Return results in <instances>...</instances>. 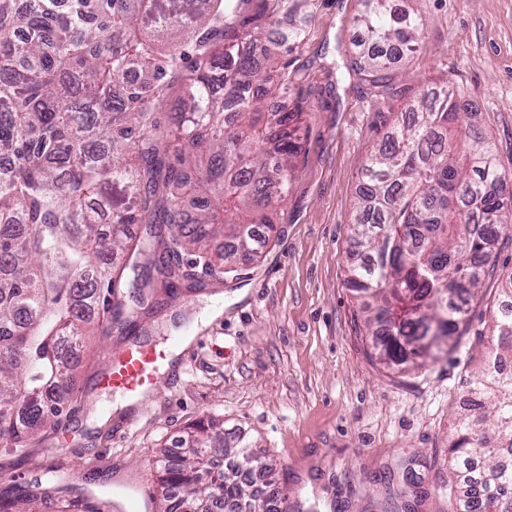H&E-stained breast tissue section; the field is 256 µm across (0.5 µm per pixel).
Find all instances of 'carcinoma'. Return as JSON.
Listing matches in <instances>:
<instances>
[{"instance_id": "obj_1", "label": "carcinoma", "mask_w": 512, "mask_h": 512, "mask_svg": "<svg viewBox=\"0 0 512 512\" xmlns=\"http://www.w3.org/2000/svg\"><path fill=\"white\" fill-rule=\"evenodd\" d=\"M28 37L15 38L17 0H0V443L23 449L65 427L81 400L71 359L93 336L128 335L148 315L125 288H200L270 244L273 215L294 175L296 120L276 71L301 25L274 0L227 26L245 0H28ZM370 44L352 71L376 86L391 59L420 43L423 17L390 0H363ZM134 68L139 77L128 79ZM169 123L161 126L160 115ZM368 158L353 203L355 252L347 284L364 308L370 354L404 365L471 334V301L491 247L512 216V178L487 133L465 126L454 94L423 87ZM130 224L142 225L137 236ZM224 240V252H212ZM474 333L484 365L448 448L440 488L450 512H512V279ZM252 444L201 419L160 468L166 512L215 493L239 512H287L258 502L241 468L266 476ZM233 463L208 485L211 457ZM64 485L0 499V512L50 508Z\"/></svg>"}]
</instances>
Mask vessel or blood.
<instances>
[{
	"instance_id": "1",
	"label": "vessel or blood",
	"mask_w": 512,
	"mask_h": 512,
	"mask_svg": "<svg viewBox=\"0 0 512 512\" xmlns=\"http://www.w3.org/2000/svg\"><path fill=\"white\" fill-rule=\"evenodd\" d=\"M166 357V347L152 344H141L110 357V370L102 385L111 391L147 399L161 382Z\"/></svg>"
}]
</instances>
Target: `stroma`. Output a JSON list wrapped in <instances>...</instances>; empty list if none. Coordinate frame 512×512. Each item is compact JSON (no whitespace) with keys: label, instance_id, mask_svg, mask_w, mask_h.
Listing matches in <instances>:
<instances>
[{"label":"stroma","instance_id":"35a3bbf8","mask_svg":"<svg viewBox=\"0 0 512 512\" xmlns=\"http://www.w3.org/2000/svg\"><path fill=\"white\" fill-rule=\"evenodd\" d=\"M303 25L281 58L289 106L299 107L300 151L278 239L240 275L206 287L158 291L140 339L168 344L193 317L223 305L197 331L143 405L122 407L103 389L108 354L121 336L87 345L77 370L84 390L58 434L17 453L0 446V493L49 479L109 498L120 512H164L158 465L199 419L237 428L272 469L288 512H378L379 479L395 491L413 473L419 512H448L438 480L448 473L456 399L484 365L466 345L404 373L367 354L360 301L346 284L353 247L350 210L370 154L426 83L451 85L471 125L512 163V0H416L425 17L420 48L400 61L391 86L348 73L365 50L353 22L358 0H288ZM471 310L490 332V308L512 274V239L501 238Z\"/></svg>","mask_w":512,"mask_h":512}]
</instances>
